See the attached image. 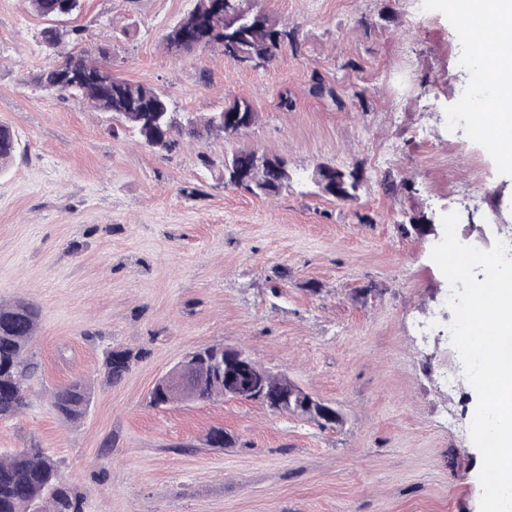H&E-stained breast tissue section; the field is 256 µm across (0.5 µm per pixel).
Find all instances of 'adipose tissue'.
I'll list each match as a JSON object with an SVG mask.
<instances>
[{"instance_id": "1", "label": "adipose tissue", "mask_w": 512, "mask_h": 512, "mask_svg": "<svg viewBox=\"0 0 512 512\" xmlns=\"http://www.w3.org/2000/svg\"><path fill=\"white\" fill-rule=\"evenodd\" d=\"M447 8L465 31L490 92L477 120L491 143L512 137V0H448Z\"/></svg>"}]
</instances>
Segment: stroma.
Masks as SVG:
<instances>
[{"label":"stroma","mask_w":512,"mask_h":512,"mask_svg":"<svg viewBox=\"0 0 512 512\" xmlns=\"http://www.w3.org/2000/svg\"><path fill=\"white\" fill-rule=\"evenodd\" d=\"M194 4L83 0L59 23L181 111L243 99L257 114L240 137L161 155L43 90L47 22L28 0H0V125L21 149L0 174V302L41 310L39 376L26 412L0 419V455L45 448L84 512H479L476 393L438 377L451 317L439 238L403 231L450 211L466 244L512 226V170L469 134L453 17L442 0H262L301 48L253 69L217 50L167 53L165 32ZM318 79L342 101L316 94ZM351 84L363 99L344 95ZM243 146L286 158L297 181L260 197L225 186L224 158ZM321 164L360 168L356 198L320 195ZM388 178L409 185L389 193ZM419 321L436 328L424 342ZM218 344L249 349L338 422L232 398L150 404L182 357ZM113 347L137 359L110 384ZM76 379L92 398L69 423L52 393ZM214 428L233 446H208Z\"/></svg>","instance_id":"35a3bbf8"}]
</instances>
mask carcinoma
<instances>
[{"label":"carcinoma","mask_w":512,"mask_h":512,"mask_svg":"<svg viewBox=\"0 0 512 512\" xmlns=\"http://www.w3.org/2000/svg\"><path fill=\"white\" fill-rule=\"evenodd\" d=\"M217 0H196L195 6L163 36L168 53L180 57L198 48H219L224 58L243 67L264 68L286 48H299L298 31L280 22L258 5H253L246 20L228 25L215 10ZM37 14L50 21L69 15L80 0H31ZM71 43L79 45V30L72 29ZM57 27L43 31L45 43L56 50L58 61L44 67L39 85L58 95H75L98 112L112 115L119 126L137 135L159 154L170 153L184 137L216 134L223 122V135H242L256 120V112L246 100H236L204 118L176 112L166 96L155 87L112 75L111 69L95 59L86 47L58 50L64 36ZM17 139L7 126H0V168L15 157ZM255 150L241 148L224 159V184L262 196L277 194L290 186L293 174L279 156L274 160L280 173L254 163ZM41 313L32 303L17 299L0 303V419L21 415L29 406L30 381L38 366L28 357V348L39 328ZM200 358L197 384L192 401H210L224 397V384L214 376V365L224 364V346L213 345L196 350ZM136 359L129 350L114 349L105 359L106 378L119 382ZM91 390L82 380L58 388L52 406L68 422H77L85 414ZM0 512H83L82 501L68 493L58 462L43 448H23L6 458L0 456Z\"/></svg>","instance_id":"1"}]
</instances>
